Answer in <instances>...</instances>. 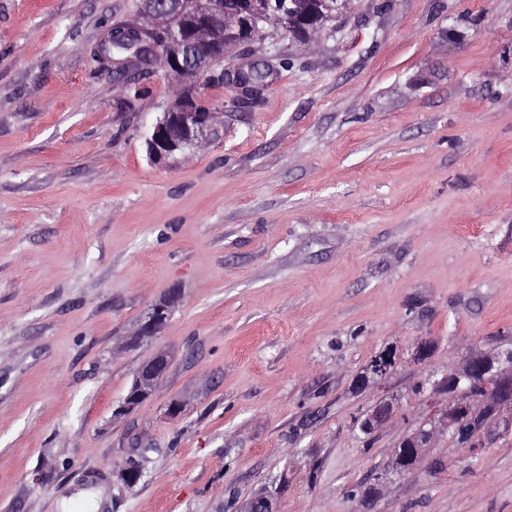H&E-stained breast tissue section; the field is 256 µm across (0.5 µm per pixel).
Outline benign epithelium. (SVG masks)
I'll return each instance as SVG.
<instances>
[{
	"label": "benign epithelium",
	"instance_id": "benign-epithelium-1",
	"mask_svg": "<svg viewBox=\"0 0 512 512\" xmlns=\"http://www.w3.org/2000/svg\"><path fill=\"white\" fill-rule=\"evenodd\" d=\"M179 8L175 16L191 15L194 24L186 32L173 37L174 48L164 55L167 73L191 85L201 73L189 67L188 47L202 43H217L224 38V2L222 0H177ZM142 10L153 15V23H168L166 3L162 0H143ZM242 68L226 67V83L235 91L238 105L252 101L244 97L242 88L234 82ZM216 122L214 112H193L188 108L171 104L151 126L146 146L149 158L156 164H167L180 152L200 148L205 144L208 132ZM395 365V355L389 349L382 351L368 364L358 377L361 387L384 380ZM169 368L166 352L159 351L138 372L136 381L121 405L113 412L117 419L132 412L137 402L154 389L156 382ZM491 380L493 384L480 395H472L469 388L478 381ZM441 385L448 391V406L437 418V423L419 434L404 437L397 449L394 471L405 473L416 470L425 449L432 446L437 434L444 432L452 438L468 437L465 447H483L488 441L512 433V351L506 356L478 354L468 357L460 368L449 371ZM393 415V406L379 404L368 415V424L380 425Z\"/></svg>",
	"mask_w": 512,
	"mask_h": 512
}]
</instances>
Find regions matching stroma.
Listing matches in <instances>:
<instances>
[{
  "mask_svg": "<svg viewBox=\"0 0 512 512\" xmlns=\"http://www.w3.org/2000/svg\"><path fill=\"white\" fill-rule=\"evenodd\" d=\"M378 2L279 39L291 65L256 107L198 86L220 117L161 166L144 137L173 81L155 67L120 110L91 59L136 0H0V512H512V435L390 468L449 365L512 350V0ZM394 365L395 355L393 352L389 349L382 351L372 362L368 364L364 372L358 377L357 384L360 387H365L371 381L381 382L391 372ZM168 368V355L161 350L141 367L130 392L127 393L121 405L114 410L113 418L119 419L132 412L137 407V402L154 389L156 382L166 374Z\"/></svg>",
  "mask_w": 512,
  "mask_h": 512,
  "instance_id": "35a3bbf8",
  "label": "stroma"
}]
</instances>
